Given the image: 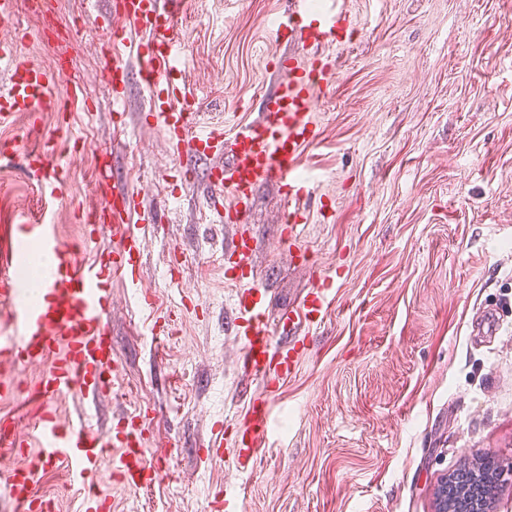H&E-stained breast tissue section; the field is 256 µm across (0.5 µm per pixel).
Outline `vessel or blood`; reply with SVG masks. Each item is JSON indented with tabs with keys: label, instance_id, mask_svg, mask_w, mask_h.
<instances>
[{
	"label": "vessel or blood",
	"instance_id": "vessel-or-blood-1",
	"mask_svg": "<svg viewBox=\"0 0 512 512\" xmlns=\"http://www.w3.org/2000/svg\"><path fill=\"white\" fill-rule=\"evenodd\" d=\"M175 0H117L116 12L140 33L132 51L141 60L140 77L150 90L152 110L162 120L174 150L204 156L228 153L229 158L211 184L209 207L218 222L243 225L233 242L236 264L241 273L253 276V244L256 232L245 226V217L256 187L273 182L285 190L290 210L285 216L289 240L298 236L297 218L301 198L307 190L299 177L303 150L314 139L311 114L316 109L317 91L333 79L330 68L317 63L289 60L292 74L288 83L267 102L261 121L239 127L232 140L224 130L212 126L196 132L186 100L181 71L173 59L182 37L178 31ZM288 28L301 43L319 45L340 42L354 19L347 10L331 5L313 10L309 0H289ZM0 69L11 75V85L0 95V122L21 112H44L52 104L49 94L52 73L35 68L20 57L12 43H0ZM114 106L125 103L129 73L112 63L106 67ZM112 172L101 168L98 188L102 205L92 212L95 223L112 230L111 259L78 262L74 247L63 244L41 225L26 224L21 231L44 253L54 255L55 265L41 284L37 306L21 303L23 286L0 280V297L8 299L13 334L0 345V364L43 365L41 378L27 399L66 397L82 392L94 397L111 392L118 383L121 362L112 347L108 323L112 314V279L120 277L126 287L138 289L144 308L153 305V294L143 289L140 278L142 235L131 219L137 212L132 192L110 190ZM233 206H225V195ZM328 291L319 287L307 294L300 306L283 313L277 326L266 316V295L250 285L237 303V332L242 341V370L261 380L285 379L298 363L294 344L304 325L319 324L326 313ZM289 335L291 343L281 344L277 335ZM154 419L150 407H139L117 437L94 430L90 418L68 424L59 415L42 410L30 429L40 448L28 464L8 469L6 488L14 512H52L51 501L38 497L36 486L46 467L65 462L74 481L85 491L86 512H110L112 505L98 488L95 476L108 469L111 476L132 491L150 488L162 478L160 469L146 457V435ZM270 419L266 402H253L240 425L235 450L238 464L250 468L265 445Z\"/></svg>",
	"mask_w": 512,
	"mask_h": 512
}]
</instances>
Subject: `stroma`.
Wrapping results in <instances>:
<instances>
[{"mask_svg":"<svg viewBox=\"0 0 512 512\" xmlns=\"http://www.w3.org/2000/svg\"><path fill=\"white\" fill-rule=\"evenodd\" d=\"M18 0L13 37L21 56L67 69L84 101L65 112L0 124V268L25 248L17 227L50 224L93 262L112 246L110 227L82 213L99 203L98 169L136 192L145 220L141 280L156 293L142 309L133 289L112 287V346L123 376L114 392L51 401L58 415L93 417L116 434L138 407L155 419L147 457L165 475L132 492L108 475L112 512H209L236 497L243 512H434L445 474L494 459L492 512H512V0H344L357 22L349 42L323 47L335 78L313 114L305 148L303 231L290 241L287 201L263 183L246 215L253 265L270 320L328 279L322 323L307 330L295 374L269 384L238 363L232 272L236 224L208 206L220 156L174 153L150 114V93L130 52L139 35L114 0H58L66 43L35 32ZM287 0H179L183 57L195 126L232 138L259 121L287 83L280 58L309 53L279 26ZM111 17L101 29L97 17ZM132 72L124 107L112 105L106 57ZM54 145L64 167L59 195L43 192L24 153ZM504 313L500 335L472 332L484 307ZM174 321L172 336L153 326ZM272 408L265 450L235 477L236 425L250 403ZM224 426L222 454L210 441ZM53 463L37 493L57 512H85L84 491Z\"/></svg>","mask_w":512,"mask_h":512,"instance_id":"35a3bbf8","label":"stroma"}]
</instances>
